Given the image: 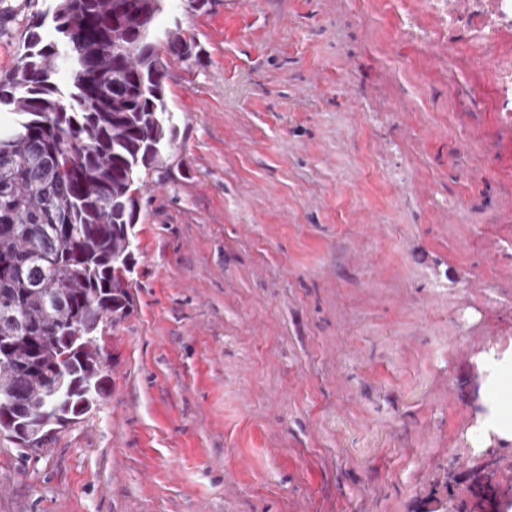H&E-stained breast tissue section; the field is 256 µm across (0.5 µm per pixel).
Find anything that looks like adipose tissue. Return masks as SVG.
<instances>
[{"label":"adipose tissue","instance_id":"ef3b65f1","mask_svg":"<svg viewBox=\"0 0 512 512\" xmlns=\"http://www.w3.org/2000/svg\"><path fill=\"white\" fill-rule=\"evenodd\" d=\"M492 371L481 389V403L485 409L474 430L477 447L485 448L493 441L512 442V355L489 358Z\"/></svg>","mask_w":512,"mask_h":512}]
</instances>
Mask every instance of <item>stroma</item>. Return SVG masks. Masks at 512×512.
<instances>
[{
    "instance_id": "obj_1",
    "label": "stroma",
    "mask_w": 512,
    "mask_h": 512,
    "mask_svg": "<svg viewBox=\"0 0 512 512\" xmlns=\"http://www.w3.org/2000/svg\"><path fill=\"white\" fill-rule=\"evenodd\" d=\"M0 76L26 0H0ZM170 175L139 197L108 392L20 458L0 512H504L470 442L512 351V34L427 0H167ZM455 2V0H429V8L436 20L438 29H447L448 19L452 22L459 20Z\"/></svg>"
}]
</instances>
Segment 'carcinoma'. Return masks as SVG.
Wrapping results in <instances>:
<instances>
[{"mask_svg":"<svg viewBox=\"0 0 512 512\" xmlns=\"http://www.w3.org/2000/svg\"><path fill=\"white\" fill-rule=\"evenodd\" d=\"M0 77V433L80 420L107 393L104 327L129 313L130 229L177 135L169 63L196 43L150 37L166 0H52ZM71 74L62 92L57 67Z\"/></svg>","mask_w":512,"mask_h":512,"instance_id":"obj_1","label":"carcinoma"}]
</instances>
